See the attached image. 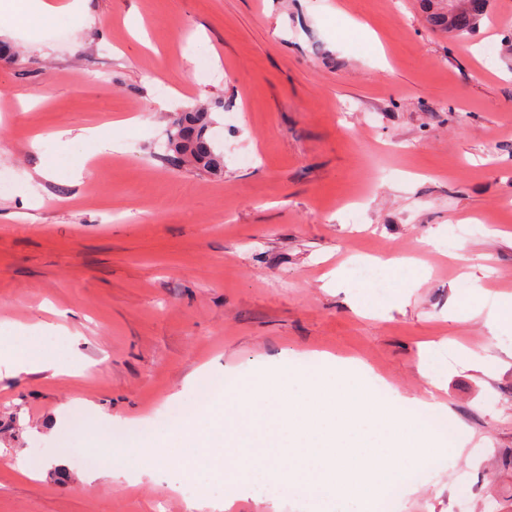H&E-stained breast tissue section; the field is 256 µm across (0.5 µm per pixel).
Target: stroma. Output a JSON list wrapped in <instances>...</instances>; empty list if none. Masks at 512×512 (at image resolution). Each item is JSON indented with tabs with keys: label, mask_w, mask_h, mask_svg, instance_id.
<instances>
[{
	"label": "stroma",
	"mask_w": 512,
	"mask_h": 512,
	"mask_svg": "<svg viewBox=\"0 0 512 512\" xmlns=\"http://www.w3.org/2000/svg\"><path fill=\"white\" fill-rule=\"evenodd\" d=\"M428 7L84 0L0 33V342L69 368L0 378V512H213L223 470L201 453L127 478L132 435L186 429L164 408L201 416L195 370L231 386L329 353L421 398L430 347L469 442L387 512H512V472L488 467L512 453V333L486 323L512 298V0L462 40ZM201 104L219 175L165 158ZM128 117L117 151L43 173L57 130ZM424 244L427 270L378 269L386 293L362 316L357 265Z\"/></svg>",
	"instance_id": "1"
}]
</instances>
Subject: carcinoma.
I'll return each mask as SVG.
<instances>
[{"label": "carcinoma", "instance_id": "carcinoma-1", "mask_svg": "<svg viewBox=\"0 0 512 512\" xmlns=\"http://www.w3.org/2000/svg\"><path fill=\"white\" fill-rule=\"evenodd\" d=\"M489 0H456V11L448 14L441 10L428 12L427 21L435 29L455 39L465 38L488 13ZM213 121L207 109H193L181 113L175 120L176 133L168 143V161L180 166L189 163L212 174L224 171V156L216 151L207 136Z\"/></svg>", "mask_w": 512, "mask_h": 512}]
</instances>
